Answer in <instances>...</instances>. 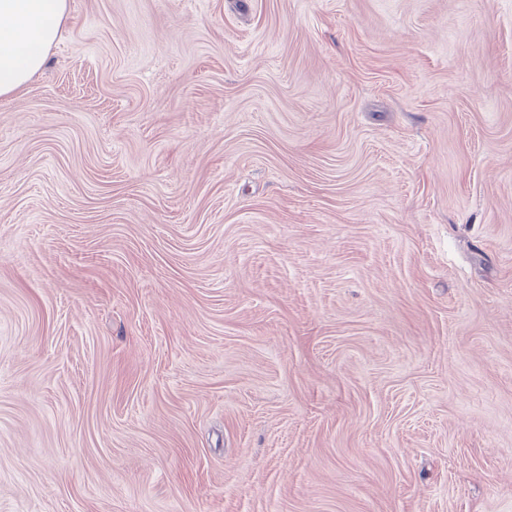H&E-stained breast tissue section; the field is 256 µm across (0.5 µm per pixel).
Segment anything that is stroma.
Instances as JSON below:
<instances>
[{
    "label": "stroma",
    "mask_w": 512,
    "mask_h": 512,
    "mask_svg": "<svg viewBox=\"0 0 512 512\" xmlns=\"http://www.w3.org/2000/svg\"><path fill=\"white\" fill-rule=\"evenodd\" d=\"M0 101V512H512V0H68Z\"/></svg>",
    "instance_id": "1"
}]
</instances>
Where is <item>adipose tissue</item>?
<instances>
[{
  "mask_svg": "<svg viewBox=\"0 0 512 512\" xmlns=\"http://www.w3.org/2000/svg\"><path fill=\"white\" fill-rule=\"evenodd\" d=\"M67 15V0H0V100L42 70Z\"/></svg>",
  "mask_w": 512,
  "mask_h": 512,
  "instance_id": "obj_1",
  "label": "adipose tissue"
}]
</instances>
